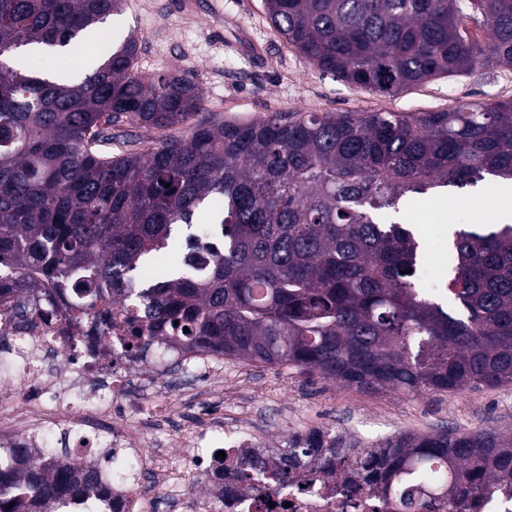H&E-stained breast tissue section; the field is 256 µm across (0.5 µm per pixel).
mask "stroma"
I'll return each mask as SVG.
<instances>
[{
    "instance_id": "obj_1",
    "label": "stroma",
    "mask_w": 512,
    "mask_h": 512,
    "mask_svg": "<svg viewBox=\"0 0 512 512\" xmlns=\"http://www.w3.org/2000/svg\"><path fill=\"white\" fill-rule=\"evenodd\" d=\"M135 35L138 72L192 75L207 112L253 121L276 112H417L453 110L473 102L512 100V69L488 68L438 77L383 94L320 73L269 24L262 0H127L97 38L117 43ZM491 181L452 189L454 219H485L504 202ZM433 201L412 199L403 213L422 240L425 269L442 278L448 227ZM232 375L213 407L240 420L261 442L280 446L312 429L364 442L400 432L494 429L512 436V385L465 391L369 393L287 366L224 360Z\"/></svg>"
}]
</instances>
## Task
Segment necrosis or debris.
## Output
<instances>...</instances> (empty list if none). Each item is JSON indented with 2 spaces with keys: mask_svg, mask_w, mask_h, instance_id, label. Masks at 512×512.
Returning a JSON list of instances; mask_svg holds the SVG:
<instances>
[{
  "mask_svg": "<svg viewBox=\"0 0 512 512\" xmlns=\"http://www.w3.org/2000/svg\"><path fill=\"white\" fill-rule=\"evenodd\" d=\"M10 358L0 357V440L43 454L46 442L62 436L72 456L95 459L111 454L117 466L106 473L107 491L86 490L51 504L49 512H149L145 489L174 492L180 512H396L392 501L349 492L341 481L307 471L288 485L263 487L246 478L223 496L217 451L237 461L255 443L233 423L165 434L183 463L155 468L135 420L159 421L156 401L163 392V365L146 368L139 355L108 344L103 332L89 333L63 321L39 323L36 331L13 338ZM55 350L59 373L44 366V350Z\"/></svg>",
  "mask_w": 512,
  "mask_h": 512,
  "instance_id": "obj_1",
  "label": "necrosis or debris"
}]
</instances>
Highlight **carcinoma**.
<instances>
[{"label": "carcinoma", "instance_id": "cac0c4a2", "mask_svg": "<svg viewBox=\"0 0 512 512\" xmlns=\"http://www.w3.org/2000/svg\"><path fill=\"white\" fill-rule=\"evenodd\" d=\"M276 33L320 72L395 93L445 75L512 69V0H262ZM125 0H0V307L29 304L112 330L130 297V348L151 345L293 367L373 392L512 384V224H454L448 269L424 287L410 194L512 181V100L442 112H205L184 75L135 76L131 37L86 70L4 60L41 43L52 61ZM486 33L480 39L470 24ZM122 122L160 134L112 153ZM182 253L158 280L143 269ZM413 272H407V269ZM0 447V498L22 512L96 483L100 468L48 449ZM242 465L285 485L299 471L355 483L398 512H477L512 498V437L402 432L369 446L319 430Z\"/></svg>", "mask_w": 512, "mask_h": 512}]
</instances>
